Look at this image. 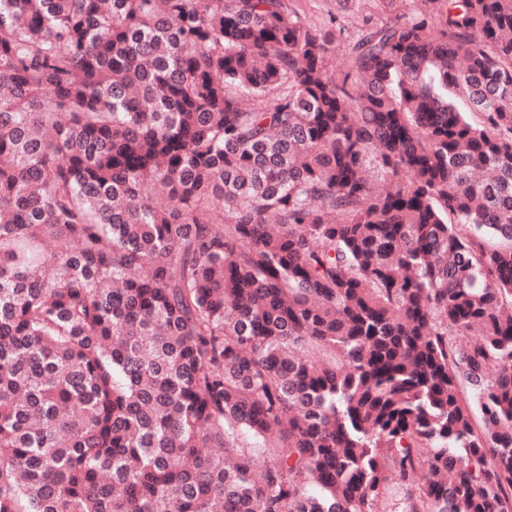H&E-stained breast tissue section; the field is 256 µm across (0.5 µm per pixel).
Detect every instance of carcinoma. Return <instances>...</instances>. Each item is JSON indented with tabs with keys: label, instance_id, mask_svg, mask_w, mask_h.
Listing matches in <instances>:
<instances>
[{
	"label": "carcinoma",
	"instance_id": "1",
	"mask_svg": "<svg viewBox=\"0 0 512 512\" xmlns=\"http://www.w3.org/2000/svg\"><path fill=\"white\" fill-rule=\"evenodd\" d=\"M414 2L0 0V512H512V0ZM388 1L288 0V4L291 8L297 9L305 22L315 31L325 33L330 30L336 35L331 67L339 71L346 65L353 45L362 31L369 28L370 24L367 25V21L380 22L394 18L395 15H407L414 7L413 0H393V3ZM330 20L336 22L332 25Z\"/></svg>",
	"mask_w": 512,
	"mask_h": 512
}]
</instances>
